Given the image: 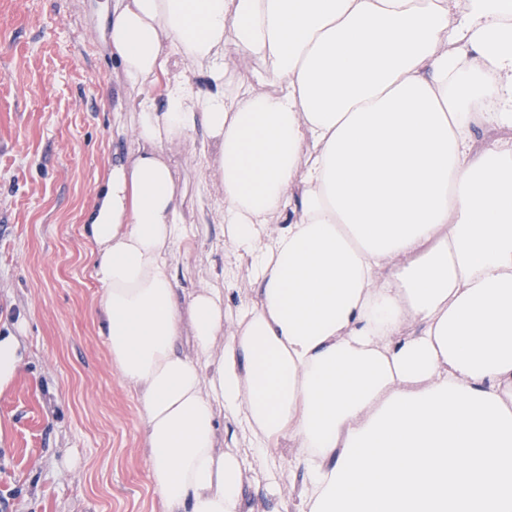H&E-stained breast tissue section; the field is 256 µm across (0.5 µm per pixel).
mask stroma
I'll return each mask as SVG.
<instances>
[{
	"mask_svg": "<svg viewBox=\"0 0 512 512\" xmlns=\"http://www.w3.org/2000/svg\"><path fill=\"white\" fill-rule=\"evenodd\" d=\"M98 0H0V334L22 364L0 390V512H162L149 487L136 393L100 334L101 287L84 218L118 153L120 69L100 45ZM183 140L167 157L190 234L172 264L182 292L224 285V219ZM247 453L244 512H284Z\"/></svg>",
	"mask_w": 512,
	"mask_h": 512,
	"instance_id": "35a3bbf8",
	"label": "stroma"
}]
</instances>
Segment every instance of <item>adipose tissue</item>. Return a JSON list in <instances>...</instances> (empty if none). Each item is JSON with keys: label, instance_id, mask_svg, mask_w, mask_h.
Wrapping results in <instances>:
<instances>
[{"label": "adipose tissue", "instance_id": "adipose-tissue-1", "mask_svg": "<svg viewBox=\"0 0 512 512\" xmlns=\"http://www.w3.org/2000/svg\"><path fill=\"white\" fill-rule=\"evenodd\" d=\"M102 39L133 147L86 230L165 512H242L221 410L271 484L295 448L296 512H512V0H112ZM192 137L231 321L173 273ZM257 288L245 267H242L236 285L229 293V297L224 298V307L235 310L241 303L255 301L257 299Z\"/></svg>", "mask_w": 512, "mask_h": 512}]
</instances>
